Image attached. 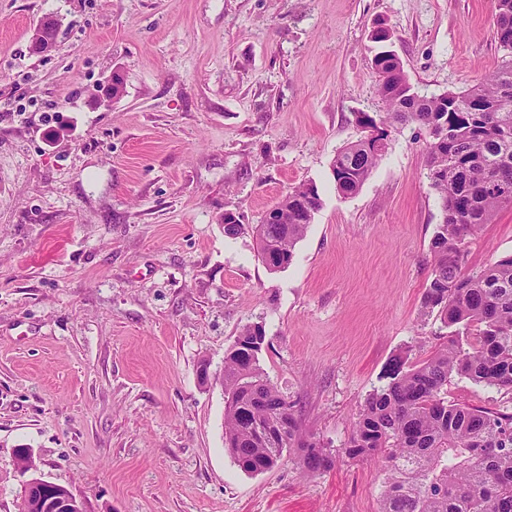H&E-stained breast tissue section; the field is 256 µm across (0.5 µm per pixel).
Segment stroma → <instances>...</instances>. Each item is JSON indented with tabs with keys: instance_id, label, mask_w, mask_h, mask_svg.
<instances>
[{
	"instance_id": "1",
	"label": "stroma",
	"mask_w": 512,
	"mask_h": 512,
	"mask_svg": "<svg viewBox=\"0 0 512 512\" xmlns=\"http://www.w3.org/2000/svg\"><path fill=\"white\" fill-rule=\"evenodd\" d=\"M495 0H0V512L17 446L87 512H379L385 473L345 444L400 355L441 341L423 316L440 202L427 133L392 130L360 191L331 163L382 109L371 32L422 95L501 62ZM57 23L50 56L36 24ZM123 93L108 99L113 78ZM321 207L287 268L252 233L291 187ZM245 231L225 235V212ZM512 254V206L465 273ZM333 467L242 471L224 447L222 372L243 326ZM449 401L512 395L453 379Z\"/></svg>"
}]
</instances>
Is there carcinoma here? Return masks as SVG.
Returning a JSON list of instances; mask_svg holds the SVG:
<instances>
[{
    "mask_svg": "<svg viewBox=\"0 0 512 512\" xmlns=\"http://www.w3.org/2000/svg\"><path fill=\"white\" fill-rule=\"evenodd\" d=\"M497 69L463 92L422 96L401 78L400 57L373 55L384 111L374 116L381 138L399 126L425 129L427 167L441 204L430 244L431 273L423 315L448 330L427 358L393 360L387 382L370 394L345 453L377 461L386 478L380 512H512V407L448 402V383L512 391V255L476 274L462 272L468 238L512 202V0H496ZM387 145L366 136L341 149L331 167L336 190L354 195L382 160ZM279 223L253 229L257 252L284 269L321 206L317 187L303 183L277 202ZM474 338H469V335ZM261 325L242 328L224 352V447L246 473L277 466L295 449L308 474L333 465L332 454L301 430L295 403L265 377Z\"/></svg>",
    "mask_w": 512,
    "mask_h": 512,
    "instance_id": "cac0c4a2",
    "label": "carcinoma"
}]
</instances>
